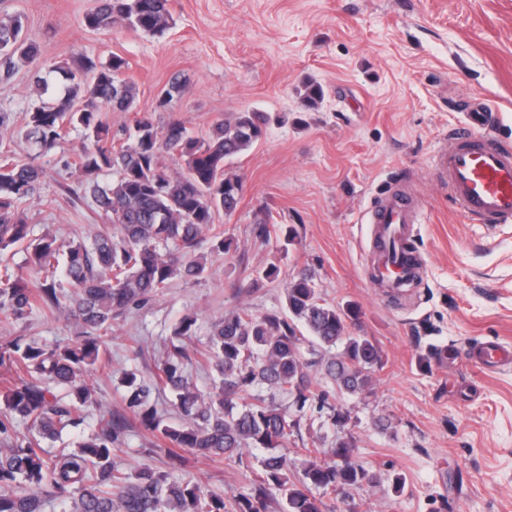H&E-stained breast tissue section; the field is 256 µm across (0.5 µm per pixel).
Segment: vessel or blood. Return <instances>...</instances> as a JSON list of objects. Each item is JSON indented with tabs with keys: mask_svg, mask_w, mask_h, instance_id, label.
Listing matches in <instances>:
<instances>
[{
	"mask_svg": "<svg viewBox=\"0 0 512 512\" xmlns=\"http://www.w3.org/2000/svg\"><path fill=\"white\" fill-rule=\"evenodd\" d=\"M490 108L478 103L467 122L449 133L434 155V167L448 179L456 211L475 224L512 222V149L494 144L487 132ZM377 238L368 266L369 278L380 287H409L420 269L410 249L412 225L422 223L423 211L408 195L391 193L372 215Z\"/></svg>",
	"mask_w": 512,
	"mask_h": 512,
	"instance_id": "obj_1",
	"label": "vessel or blood"
}]
</instances>
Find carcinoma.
Wrapping results in <instances>:
<instances>
[{"instance_id": "obj_1", "label": "carcinoma", "mask_w": 512, "mask_h": 512, "mask_svg": "<svg viewBox=\"0 0 512 512\" xmlns=\"http://www.w3.org/2000/svg\"><path fill=\"white\" fill-rule=\"evenodd\" d=\"M170 18V0H95L83 24L99 30L123 22L161 35ZM40 54L37 43L26 37L21 16L0 19L5 72L15 69L14 59L33 63ZM127 67L117 55L106 62L87 58L74 70L52 65L48 70L65 80L64 94L27 112L28 137L46 152L58 144L64 126L84 131L87 143L77 163L84 191L119 225L120 240L96 234L65 247L53 236L30 238L19 204L37 194L42 170L13 158L0 160V250L22 246L31 263L27 279L7 267L0 271V298L17 318L35 309L61 308L79 328L77 341L64 347L49 348L23 336L0 345V363L26 374L8 388L6 410L0 413V512H44L49 502L59 503L63 512H267L273 488L281 496L279 512H322L315 492L371 483L374 476L354 461L355 443L345 432L348 415L329 404V390L313 385L309 368L321 367L341 394L359 396L369 390L381 355L370 339L346 335V320L357 319L358 309L321 302L306 270L287 283L286 312H230L212 324L205 355L215 372L209 396L199 394L184 371V339L196 323L191 316L174 328L166 359L150 380L134 372L122 378L127 408L167 444L172 459L195 451L237 463L247 448L266 449L263 472L249 493L227 503L192 480L170 481L147 467L133 473L121 469L113 455L124 444V426L110 412L100 415L94 434L76 450L51 455L42 446L77 425L74 405L61 403L51 388L68 389L81 404L91 400L83 376L99 362L112 320L175 278L201 277L207 258L195 251L203 232H212L210 253L230 250L232 239L214 219L237 210L243 184L225 176L224 162L249 150L271 122L266 112H240L197 138L179 121L159 128L151 113L137 112L127 143L116 146L104 113L133 110L136 86L123 77ZM164 153L182 160L181 173L163 168ZM105 170L116 175L110 184L99 181ZM62 278L73 288L64 305L57 294ZM304 340L320 352L318 360L303 358ZM338 346L342 350L336 354ZM166 392L184 416L177 426L165 423L158 412L156 395ZM279 395L293 398L298 415L291 418L277 407ZM312 403L330 409L337 435L327 450L306 449L296 476L277 449L300 432L301 412ZM17 417L30 422L31 435L15 434Z\"/></svg>"}]
</instances>
